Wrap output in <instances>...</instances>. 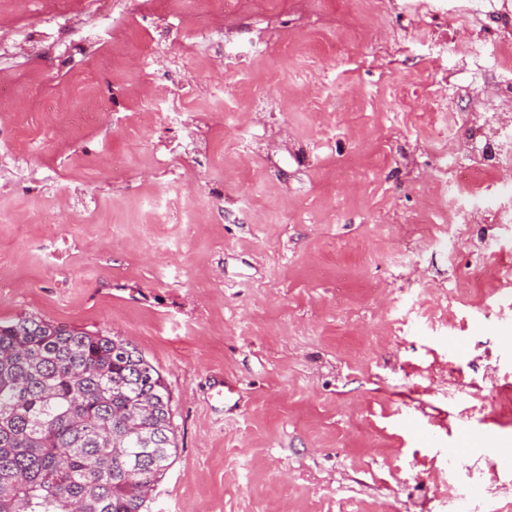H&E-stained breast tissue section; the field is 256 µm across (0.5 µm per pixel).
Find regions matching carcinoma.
<instances>
[{"instance_id": "cac0c4a2", "label": "carcinoma", "mask_w": 512, "mask_h": 512, "mask_svg": "<svg viewBox=\"0 0 512 512\" xmlns=\"http://www.w3.org/2000/svg\"><path fill=\"white\" fill-rule=\"evenodd\" d=\"M175 453L169 389L136 347L0 322V512H143Z\"/></svg>"}]
</instances>
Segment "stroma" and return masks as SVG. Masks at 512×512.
I'll return each instance as SVG.
<instances>
[{"mask_svg": "<svg viewBox=\"0 0 512 512\" xmlns=\"http://www.w3.org/2000/svg\"><path fill=\"white\" fill-rule=\"evenodd\" d=\"M99 13L0 0V321L162 374L177 452L146 512H512V195L505 223L445 212L454 149L512 117V72L468 55L512 0H245L204 34L156 0Z\"/></svg>", "mask_w": 512, "mask_h": 512, "instance_id": "35a3bbf8", "label": "stroma"}]
</instances>
